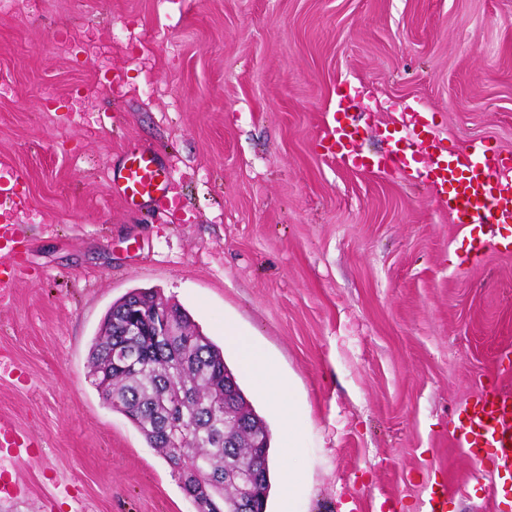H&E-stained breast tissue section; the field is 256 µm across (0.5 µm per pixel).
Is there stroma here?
<instances>
[{"label": "stroma", "mask_w": 512, "mask_h": 512, "mask_svg": "<svg viewBox=\"0 0 512 512\" xmlns=\"http://www.w3.org/2000/svg\"><path fill=\"white\" fill-rule=\"evenodd\" d=\"M372 156L410 104L444 144L512 153V0H0V165L23 199L0 256V418L40 445L0 454V512H195L109 408L89 357L113 302L150 289L238 362L225 323L293 384L308 482L296 512H499L474 478L466 403L512 393V255L430 189L342 166L326 113L352 91ZM158 150L171 200L130 206L107 172ZM238 382L271 434L283 421Z\"/></svg>", "instance_id": "obj_1"}]
</instances>
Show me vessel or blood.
I'll list each match as a JSON object with an SVG mask.
<instances>
[{"label": "vessel or blood", "instance_id": "vessel-or-blood-1", "mask_svg": "<svg viewBox=\"0 0 512 512\" xmlns=\"http://www.w3.org/2000/svg\"><path fill=\"white\" fill-rule=\"evenodd\" d=\"M405 135H390L387 150L366 159L358 142L360 132L346 99L329 113L323 136L333 156L350 167L369 165L415 182L428 184L440 208L454 223L468 224L484 217L492 224L512 223V158L483 138L472 139L464 150L440 146L427 113L405 108ZM112 194L125 203L144 206L167 198V168L156 150L137 147L118 167L109 169ZM457 441L481 472L512 467V395L478 394ZM8 422L0 420V447L31 448Z\"/></svg>", "mask_w": 512, "mask_h": 512}]
</instances>
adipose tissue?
I'll return each instance as SVG.
<instances>
[{"instance_id": "adipose-tissue-1", "label": "adipose tissue", "mask_w": 512, "mask_h": 512, "mask_svg": "<svg viewBox=\"0 0 512 512\" xmlns=\"http://www.w3.org/2000/svg\"><path fill=\"white\" fill-rule=\"evenodd\" d=\"M224 335L232 341L242 370L264 389L279 412L290 415L293 396L291 383L277 377L266 353L238 333L232 324H225Z\"/></svg>"}]
</instances>
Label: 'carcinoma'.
I'll return each mask as SVG.
<instances>
[{
	"label": "carcinoma",
	"instance_id": "obj_1",
	"mask_svg": "<svg viewBox=\"0 0 512 512\" xmlns=\"http://www.w3.org/2000/svg\"><path fill=\"white\" fill-rule=\"evenodd\" d=\"M159 301L170 307L177 335L153 343L148 336H119L113 321L133 306ZM105 326L111 334L101 336L92 351L93 384L113 409L123 413L152 448H157L172 467L181 470L189 463L206 472L225 477V485L209 496L211 512H225L222 503L245 495L243 485L230 476L233 465L254 469L259 482L253 487V509H266L270 490L269 451L271 435L264 419L247 401L239 384L225 404L206 406L198 399L216 386L224 388V376H234L224 362L222 349L205 336L177 304L161 296L132 291L112 304ZM123 341L141 350L138 368L117 372L107 367L115 343ZM181 423L190 440L164 437L169 423Z\"/></svg>",
	"mask_w": 512,
	"mask_h": 512
}]
</instances>
